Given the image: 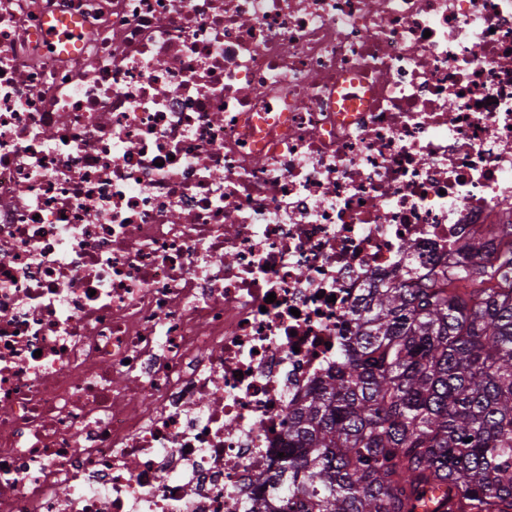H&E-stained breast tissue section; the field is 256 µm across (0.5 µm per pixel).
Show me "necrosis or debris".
<instances>
[{"label": "necrosis or debris", "instance_id": "1", "mask_svg": "<svg viewBox=\"0 0 512 512\" xmlns=\"http://www.w3.org/2000/svg\"><path fill=\"white\" fill-rule=\"evenodd\" d=\"M489 224L512 0H0V512L247 505L365 288Z\"/></svg>", "mask_w": 512, "mask_h": 512}]
</instances>
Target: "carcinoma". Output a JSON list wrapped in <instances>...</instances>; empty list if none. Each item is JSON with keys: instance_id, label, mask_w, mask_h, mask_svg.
Wrapping results in <instances>:
<instances>
[{"instance_id": "cac0c4a2", "label": "carcinoma", "mask_w": 512, "mask_h": 512, "mask_svg": "<svg viewBox=\"0 0 512 512\" xmlns=\"http://www.w3.org/2000/svg\"><path fill=\"white\" fill-rule=\"evenodd\" d=\"M474 258L366 290L245 512H512V255Z\"/></svg>"}]
</instances>
